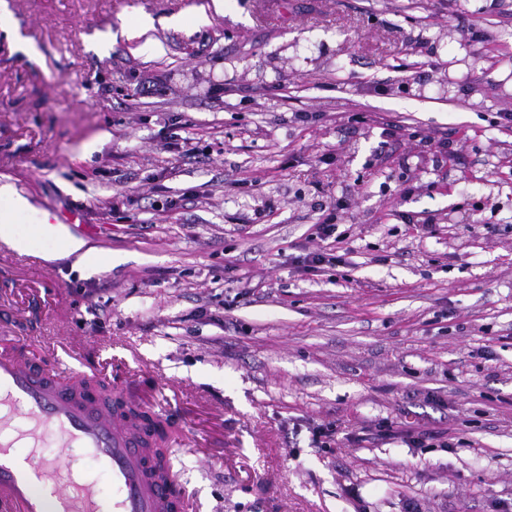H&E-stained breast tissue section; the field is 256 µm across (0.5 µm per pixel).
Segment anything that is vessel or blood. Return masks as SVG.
Segmentation results:
<instances>
[{
  "mask_svg": "<svg viewBox=\"0 0 512 512\" xmlns=\"http://www.w3.org/2000/svg\"><path fill=\"white\" fill-rule=\"evenodd\" d=\"M61 355L36 374L16 348L0 345V512H102L96 482L43 453L48 444L78 450L109 478L112 512H165L187 504L175 475L150 476L138 431L65 383ZM26 456H18V448Z\"/></svg>",
  "mask_w": 512,
  "mask_h": 512,
  "instance_id": "b4317fda",
  "label": "vessel or blood"
}]
</instances>
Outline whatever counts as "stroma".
I'll list each match as a JSON object with an SVG mask.
<instances>
[{"label":"stroma","mask_w":512,"mask_h":512,"mask_svg":"<svg viewBox=\"0 0 512 512\" xmlns=\"http://www.w3.org/2000/svg\"><path fill=\"white\" fill-rule=\"evenodd\" d=\"M210 2L7 0L0 337L169 420L194 512H512V0ZM32 209L29 200L9 182L0 183V240L13 249L25 252L32 249L30 238L18 234L17 224ZM43 232L46 235L55 234L62 239V249L60 252L50 251L45 253V258L48 260H54L57 258L77 254L79 256V263L87 269L94 268L98 265L99 255L96 249L86 248V241L81 238H77L71 235L60 233L53 224H43Z\"/></svg>","instance_id":"obj_1"}]
</instances>
